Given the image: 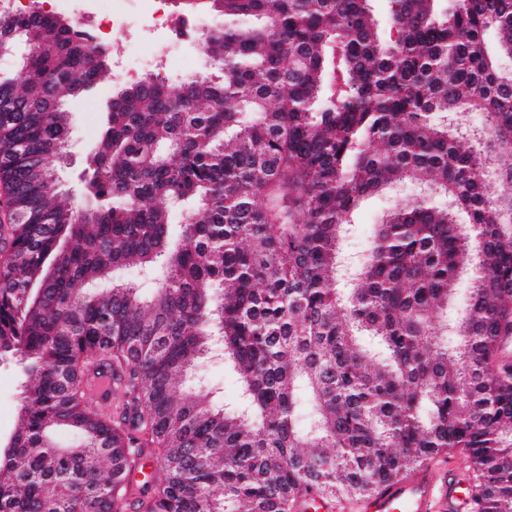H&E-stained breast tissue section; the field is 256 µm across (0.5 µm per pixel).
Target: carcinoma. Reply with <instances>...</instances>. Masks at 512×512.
<instances>
[{"label":"carcinoma","instance_id":"obj_1","mask_svg":"<svg viewBox=\"0 0 512 512\" xmlns=\"http://www.w3.org/2000/svg\"><path fill=\"white\" fill-rule=\"evenodd\" d=\"M209 3L258 24L199 35L216 68L176 88L113 90L79 210L53 164L65 99L110 52L61 14H0L5 55L37 47L0 71V185L21 215L0 225V362L23 379L0 512H292L448 454L477 512H512V0H387V35L371 0ZM405 184L419 194L339 288L346 217ZM215 336L232 410L186 390Z\"/></svg>","mask_w":512,"mask_h":512}]
</instances>
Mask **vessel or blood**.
Segmentation results:
<instances>
[{
	"instance_id": "b4317fda",
	"label": "vessel or blood",
	"mask_w": 512,
	"mask_h": 512,
	"mask_svg": "<svg viewBox=\"0 0 512 512\" xmlns=\"http://www.w3.org/2000/svg\"><path fill=\"white\" fill-rule=\"evenodd\" d=\"M472 502L463 470L451 467L433 475L417 468L365 500L361 512H471Z\"/></svg>"
}]
</instances>
